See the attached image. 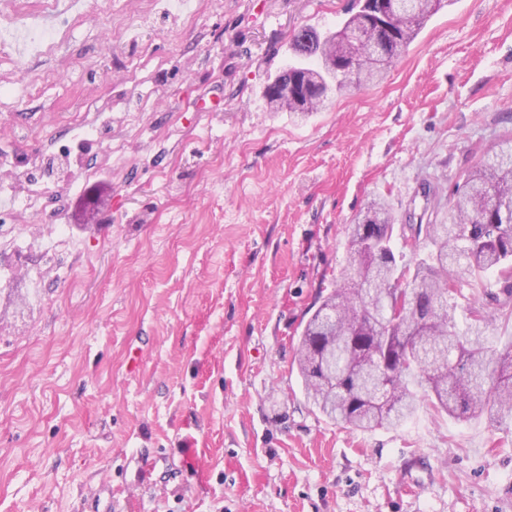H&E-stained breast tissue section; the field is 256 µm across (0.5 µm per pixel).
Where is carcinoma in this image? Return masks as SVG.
Instances as JSON below:
<instances>
[{"mask_svg":"<svg viewBox=\"0 0 512 512\" xmlns=\"http://www.w3.org/2000/svg\"><path fill=\"white\" fill-rule=\"evenodd\" d=\"M444 0H427L420 17L400 19L384 31L389 50L401 58L425 21ZM381 0H354L343 28L322 37L313 28L291 39L299 59L268 84L269 107L279 83L299 88L301 107L316 112L348 84L375 77H342L353 59L331 64V47L355 22L377 29ZM512 190V141L475 168L458 187L448 214L437 224H417L400 245L382 198L372 200L347 225V260L328 300L336 320L316 311L299 341L297 365L308 400L327 418L355 430L394 427L421 408L467 419L512 422V354L497 353L487 330L493 314L470 302L468 323L457 327L456 297L483 287L491 274L501 315L512 311V207L489 201Z\"/></svg>","mask_w":512,"mask_h":512,"instance_id":"1","label":"carcinoma"}]
</instances>
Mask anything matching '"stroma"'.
<instances>
[{"label":"stroma","instance_id":"35a3bbf8","mask_svg":"<svg viewBox=\"0 0 512 512\" xmlns=\"http://www.w3.org/2000/svg\"><path fill=\"white\" fill-rule=\"evenodd\" d=\"M349 5L74 0L56 55L0 57V186L39 180L0 201V512H512V425L352 431L293 366L367 202L435 223L512 139V0H454L383 82L269 111L293 33Z\"/></svg>","mask_w":512,"mask_h":512}]
</instances>
